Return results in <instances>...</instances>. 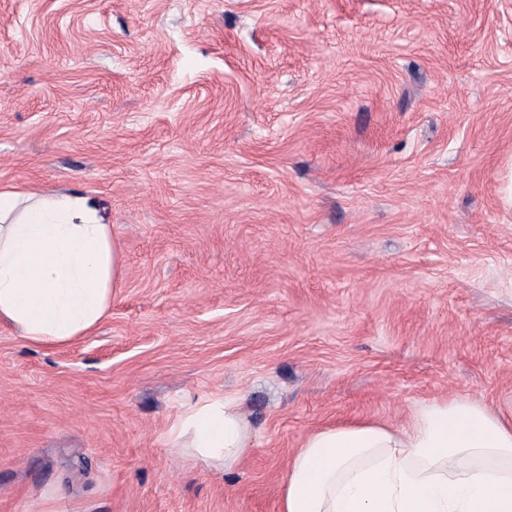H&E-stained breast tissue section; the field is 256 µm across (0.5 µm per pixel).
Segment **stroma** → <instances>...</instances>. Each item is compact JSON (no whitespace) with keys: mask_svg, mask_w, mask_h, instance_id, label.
<instances>
[{"mask_svg":"<svg viewBox=\"0 0 512 512\" xmlns=\"http://www.w3.org/2000/svg\"><path fill=\"white\" fill-rule=\"evenodd\" d=\"M512 0H0V188L79 192L99 326L0 323V512H279L312 429L512 415ZM242 398L231 472L182 408ZM252 437L240 398L212 395L186 406L169 426V448L208 469L233 470Z\"/></svg>","mask_w":512,"mask_h":512,"instance_id":"obj_1","label":"stroma"}]
</instances>
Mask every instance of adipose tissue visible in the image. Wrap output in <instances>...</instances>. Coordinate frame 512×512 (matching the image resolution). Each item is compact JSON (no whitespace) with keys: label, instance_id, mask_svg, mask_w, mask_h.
I'll return each instance as SVG.
<instances>
[{"label":"adipose tissue","instance_id":"obj_1","mask_svg":"<svg viewBox=\"0 0 512 512\" xmlns=\"http://www.w3.org/2000/svg\"><path fill=\"white\" fill-rule=\"evenodd\" d=\"M119 246L78 193L0 190V322L56 347L89 334L124 283ZM252 437L240 399L216 394L170 425L172 451L233 470ZM280 512H512V418L466 399L310 432L291 457Z\"/></svg>","mask_w":512,"mask_h":512}]
</instances>
